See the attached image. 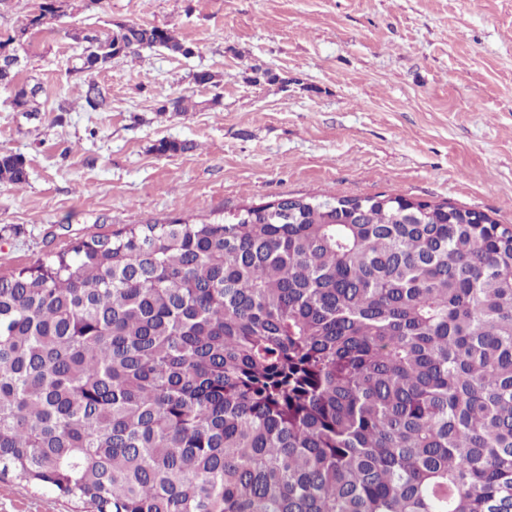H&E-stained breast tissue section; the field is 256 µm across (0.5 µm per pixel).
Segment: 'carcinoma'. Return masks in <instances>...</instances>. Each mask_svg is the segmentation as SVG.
Segmentation results:
<instances>
[{
  "label": "carcinoma",
  "instance_id": "carcinoma-1",
  "mask_svg": "<svg viewBox=\"0 0 512 512\" xmlns=\"http://www.w3.org/2000/svg\"><path fill=\"white\" fill-rule=\"evenodd\" d=\"M59 8L0 39V86ZM72 37L91 112L112 59L193 54L137 22ZM357 202L153 219L0 275V470L90 512H512V226Z\"/></svg>",
  "mask_w": 512,
  "mask_h": 512
}]
</instances>
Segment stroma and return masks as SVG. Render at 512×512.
Segmentation results:
<instances>
[{
	"mask_svg": "<svg viewBox=\"0 0 512 512\" xmlns=\"http://www.w3.org/2000/svg\"><path fill=\"white\" fill-rule=\"evenodd\" d=\"M122 22L194 53L113 60L92 75L105 107L87 111L69 33ZM52 26L17 79L42 86L40 111L0 88V150L28 168L0 183V274L132 224L286 197L387 194L512 225V0H62ZM256 68L279 82L251 83ZM200 69L216 86L194 83ZM176 97L191 110L162 111ZM161 140L184 149L159 154ZM80 508L0 473V512Z\"/></svg>",
	"mask_w": 512,
	"mask_h": 512,
	"instance_id": "1",
	"label": "stroma"
}]
</instances>
